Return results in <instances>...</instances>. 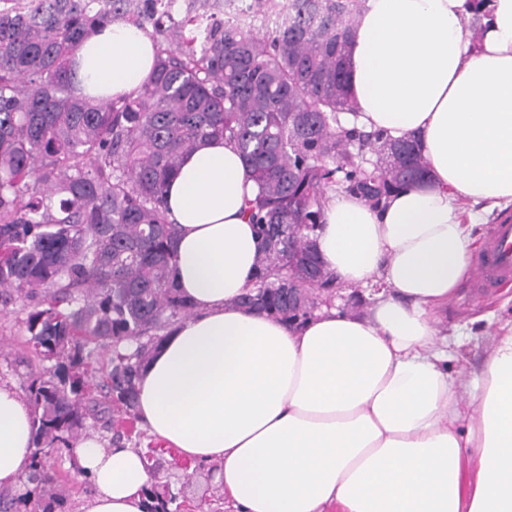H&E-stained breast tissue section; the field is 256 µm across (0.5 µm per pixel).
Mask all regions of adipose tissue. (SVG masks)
<instances>
[{"label":"adipose tissue","instance_id":"obj_1","mask_svg":"<svg viewBox=\"0 0 512 512\" xmlns=\"http://www.w3.org/2000/svg\"><path fill=\"white\" fill-rule=\"evenodd\" d=\"M367 0L348 70L357 125L418 136L428 174L384 207L337 193L316 253L343 284L380 285L365 314L326 306L291 325L234 305L258 272L245 213L257 193L238 149L205 139L166 189L174 279L194 312L138 381L149 434L216 464L234 512H512V318L474 375L437 327L485 213L512 206V0ZM157 47L112 23L75 53L77 93L142 85ZM31 408L0 384V489L32 452ZM96 492L79 512H147L143 454L82 438Z\"/></svg>","mask_w":512,"mask_h":512}]
</instances>
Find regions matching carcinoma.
Here are the masks:
<instances>
[{
	"label": "carcinoma",
	"mask_w": 512,
	"mask_h": 512,
	"mask_svg": "<svg viewBox=\"0 0 512 512\" xmlns=\"http://www.w3.org/2000/svg\"><path fill=\"white\" fill-rule=\"evenodd\" d=\"M0 0V305L27 310L39 368L28 373L33 451L23 489L0 512H63L46 466L136 416L139 373L164 331L192 314L172 277L178 227L165 191L197 141L235 144L258 186L249 222L262 244L255 283L235 303L302 321L336 277L312 261L327 193L382 205L427 175L418 138L346 126L352 32L366 0H250L227 26L210 0ZM115 21L158 46L150 77L118 100L73 95L82 41ZM110 352L99 383L88 368Z\"/></svg>",
	"instance_id": "obj_1"
}]
</instances>
